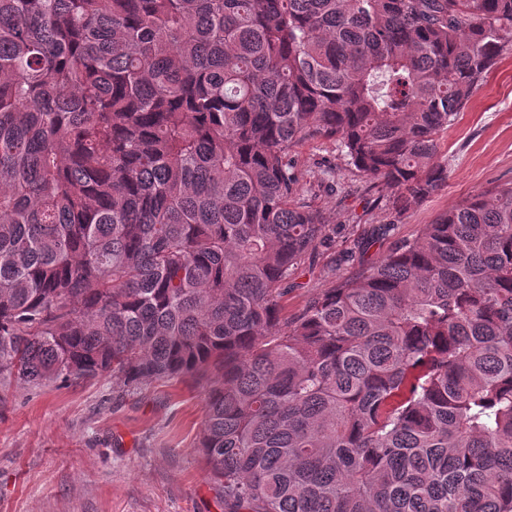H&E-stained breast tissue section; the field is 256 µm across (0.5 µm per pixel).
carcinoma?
Returning <instances> with one entry per match:
<instances>
[{
  "mask_svg": "<svg viewBox=\"0 0 512 512\" xmlns=\"http://www.w3.org/2000/svg\"><path fill=\"white\" fill-rule=\"evenodd\" d=\"M512 0H0V380L207 379L224 512H512V181L280 316L328 222L396 214Z\"/></svg>",
  "mask_w": 512,
  "mask_h": 512,
  "instance_id": "carcinoma-1",
  "label": "carcinoma"
}]
</instances>
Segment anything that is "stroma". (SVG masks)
Listing matches in <instances>:
<instances>
[{"label":"stroma","mask_w":512,"mask_h":512,"mask_svg":"<svg viewBox=\"0 0 512 512\" xmlns=\"http://www.w3.org/2000/svg\"><path fill=\"white\" fill-rule=\"evenodd\" d=\"M438 158L447 184L398 216L334 143L295 149L302 193L330 231L289 280L285 319L464 197L512 180V50L443 133ZM205 415L206 382L192 377L136 389L108 375L72 385L1 383L0 512H224L196 449Z\"/></svg>","instance_id":"stroma-1"}]
</instances>
